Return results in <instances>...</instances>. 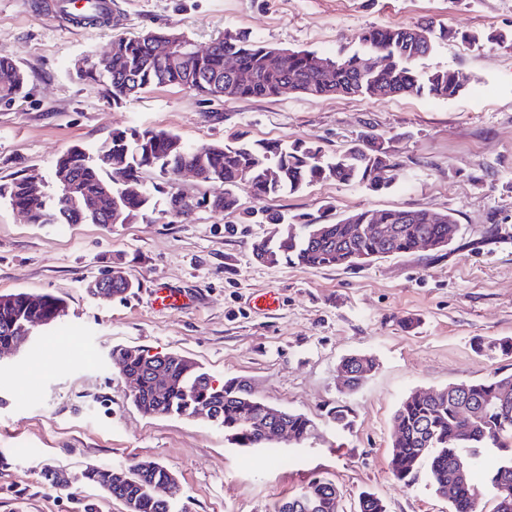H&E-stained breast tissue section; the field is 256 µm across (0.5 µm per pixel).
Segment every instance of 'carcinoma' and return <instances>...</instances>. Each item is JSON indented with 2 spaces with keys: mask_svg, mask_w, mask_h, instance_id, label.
<instances>
[{
  "mask_svg": "<svg viewBox=\"0 0 512 512\" xmlns=\"http://www.w3.org/2000/svg\"><path fill=\"white\" fill-rule=\"evenodd\" d=\"M152 32L116 39L119 53L112 54V72L103 73L91 59L81 79L107 85L112 101L118 104L133 99L148 87L178 86L210 101L219 99H269L280 96L281 86L289 81L311 97L332 95L368 98L421 95L452 99L469 83L470 77L450 70L425 71L422 60L435 46L433 22L416 25L369 27L357 35L360 50L351 55L326 57V72L312 69L309 61L316 53L288 51L265 44L242 31L226 30L214 41V48L197 62L183 67L165 68L153 54ZM378 53L386 65L373 68L367 55ZM235 57L237 68L224 69V57ZM26 84V76L12 57L0 50V100H13ZM126 159L121 174L111 169L107 154ZM156 167L164 175L182 167H197L204 182L224 185V192L208 202L213 210L233 212L239 208L238 190L262 198L282 193L294 194L313 183L336 180L363 183L378 191L390 183L376 179L375 171L392 167L384 141L373 134L361 136L332 162L323 160L320 147L296 143L286 147L278 141L255 140L238 145L187 144L181 137L163 130L144 129L131 133L112 132L109 143L99 150L96 161H72L76 195L98 201L97 217L62 200L63 191L51 184L46 195L33 197L25 178L13 180L7 195L13 208L25 209L32 224H109L112 207L120 205L131 218H147L154 213L151 193L141 189L125 195L122 181L141 182V173ZM276 169L270 179L266 170ZM245 218L254 224H282L277 213L248 211ZM352 224H396L399 232L384 242L368 236H350ZM461 236V225L451 212L413 209H361L334 224L296 225V233L285 234L268 245L261 238L252 243V252L270 266L299 265L310 269L343 268L420 251L428 239H442L450 232ZM24 292L0 294V346H7L24 335L23 327L51 326L66 315L63 301L53 295L40 296L34 306ZM163 362L169 385L160 389L151 367ZM340 364L355 373L346 389L357 390L378 367L366 353L343 358ZM112 365L141 379L132 403L146 415L199 416L206 407L224 425L227 440L241 448H272L266 421L270 406L239 378L214 384L211 376L192 360L176 353L159 357L144 349L129 352L126 347L112 349ZM329 421L338 428L350 426V410L334 405L327 410ZM289 442L301 444L318 435L317 424L301 413L286 411ZM389 465L393 476L412 482L419 473L427 474L430 484L441 493L454 489L451 512H481L480 504L490 498L494 512H512V374L495 375L483 382L450 384L434 398L423 392L408 395L397 409ZM496 466L482 471L487 456ZM171 472L163 465L145 471L131 481L116 485L109 468L87 470L83 479L112 495L136 502V512H174L177 492L170 488ZM342 491L335 482L316 477L297 495L280 503L277 512H342ZM356 512H386L381 498L370 492L359 495Z\"/></svg>",
  "mask_w": 512,
  "mask_h": 512,
  "instance_id": "obj_1",
  "label": "carcinoma"
}]
</instances>
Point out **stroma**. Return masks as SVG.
Segmentation results:
<instances>
[{
    "label": "stroma",
    "instance_id": "stroma-1",
    "mask_svg": "<svg viewBox=\"0 0 512 512\" xmlns=\"http://www.w3.org/2000/svg\"><path fill=\"white\" fill-rule=\"evenodd\" d=\"M428 18L450 35L437 38L424 67L472 77L452 100L288 93L222 103L169 86L116 105L73 67L118 36L146 31L175 30L204 49L231 29L333 56L357 51L363 28ZM493 30L512 33V0H112L108 22L82 27L42 10L40 0H0V49L27 77L22 98L0 103V184L51 178L67 149L94 154L113 131L130 128L197 143L301 140L329 157L372 133L394 165L382 191L332 180L293 195L244 192L239 211L200 208L187 220L167 214L168 195L157 192L162 218L109 227L31 224L0 199V294L49 293L67 306L60 323L37 329L19 352H0V512H83L87 502L95 512H125L93 486L50 488L44 472L145 459L177 476L178 512H275L315 477L336 482L344 512L364 490L387 512H449L426 476L399 482L387 457L393 414L412 391L512 373V355L488 348L512 339V49L461 39ZM246 208L325 222L362 208L449 211L464 245L353 270L272 267L254 258L251 244L273 227L245 223ZM115 270L136 280L129 295L87 293L90 281ZM161 284L196 292L200 302L156 310L150 294ZM270 290L278 306L255 309L253 296ZM117 346L189 357L219 382L247 379L268 405L313 419L319 435L298 446L239 448L218 423L144 415L112 366ZM359 352L378 367L349 392L336 367ZM337 403L351 408L350 429L327 423ZM284 457L291 466L281 465Z\"/></svg>",
    "mask_w": 512,
    "mask_h": 512
}]
</instances>
